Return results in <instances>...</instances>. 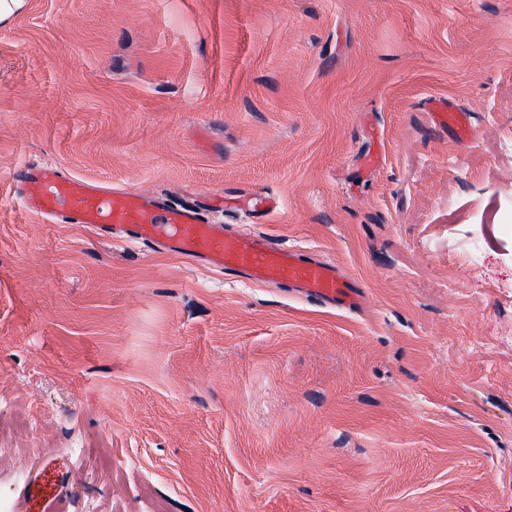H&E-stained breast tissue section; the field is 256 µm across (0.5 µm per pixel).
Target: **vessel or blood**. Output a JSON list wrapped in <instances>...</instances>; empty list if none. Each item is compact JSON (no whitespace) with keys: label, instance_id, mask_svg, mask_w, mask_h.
I'll use <instances>...</instances> for the list:
<instances>
[{"label":"vessel or blood","instance_id":"b4317fda","mask_svg":"<svg viewBox=\"0 0 512 512\" xmlns=\"http://www.w3.org/2000/svg\"><path fill=\"white\" fill-rule=\"evenodd\" d=\"M432 109L439 125L467 133L466 117L452 111L447 99H434ZM14 190L28 211L60 224H80L105 238L116 234L147 249L202 261L255 282L285 283L299 296L348 312L362 304L359 281L338 265L268 237L219 229L206 223L193 204L107 189L52 165H27ZM70 480V473L61 470L54 480L34 479L24 493L22 512H57Z\"/></svg>","mask_w":512,"mask_h":512}]
</instances>
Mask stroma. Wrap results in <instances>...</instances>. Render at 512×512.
Wrapping results in <instances>:
<instances>
[{
    "instance_id": "1",
    "label": "stroma",
    "mask_w": 512,
    "mask_h": 512,
    "mask_svg": "<svg viewBox=\"0 0 512 512\" xmlns=\"http://www.w3.org/2000/svg\"><path fill=\"white\" fill-rule=\"evenodd\" d=\"M33 162L224 197L207 223L335 261L363 307L49 223L12 189ZM48 457L63 512H512V0H30L0 26V512ZM434 120L441 126L453 127L460 134H466L468 123L466 117L459 112H454L448 106L445 98H435L432 101Z\"/></svg>"
}]
</instances>
